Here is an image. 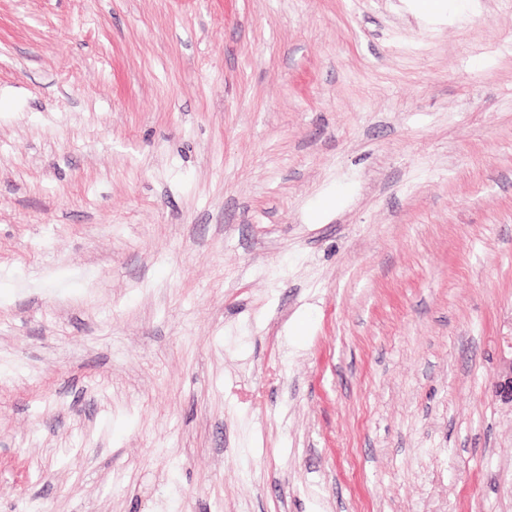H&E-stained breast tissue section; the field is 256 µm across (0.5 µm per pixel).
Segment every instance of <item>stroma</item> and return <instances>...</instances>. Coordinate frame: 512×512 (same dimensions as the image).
<instances>
[{
	"instance_id": "stroma-1",
	"label": "stroma",
	"mask_w": 512,
	"mask_h": 512,
	"mask_svg": "<svg viewBox=\"0 0 512 512\" xmlns=\"http://www.w3.org/2000/svg\"><path fill=\"white\" fill-rule=\"evenodd\" d=\"M0 0V512H512V0ZM492 385L495 396L512 406V357L498 371Z\"/></svg>"
}]
</instances>
